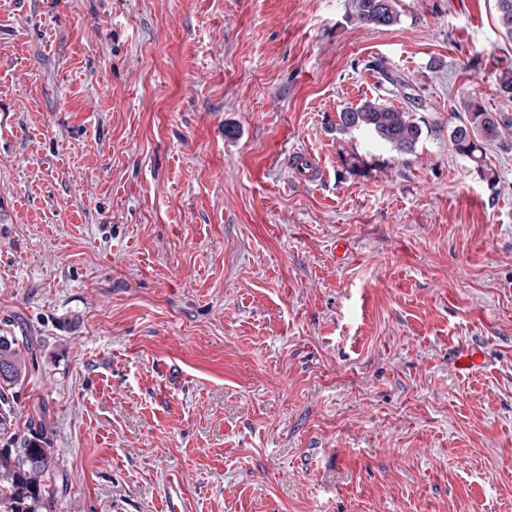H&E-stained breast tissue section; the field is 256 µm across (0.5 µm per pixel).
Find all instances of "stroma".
Instances as JSON below:
<instances>
[{
    "label": "stroma",
    "instance_id": "35a3bbf8",
    "mask_svg": "<svg viewBox=\"0 0 512 512\" xmlns=\"http://www.w3.org/2000/svg\"><path fill=\"white\" fill-rule=\"evenodd\" d=\"M397 9L0 0V336L47 512H512V149L448 138L512 114V41L496 0ZM380 65L413 154L331 128L404 106ZM354 19L364 25L387 27L397 23V0H351ZM382 80L392 89L401 90L407 106L397 108L379 99H366L356 107L338 112L336 132L366 130L400 155L411 154L422 138L423 128L414 112L423 110L425 100L402 76L381 68ZM410 91V92H409ZM459 107L450 109L457 120L448 134L451 146L457 154L481 166L485 158L482 144L496 142L505 130H512V116L488 111L479 98L464 101Z\"/></svg>",
    "mask_w": 512,
    "mask_h": 512
}]
</instances>
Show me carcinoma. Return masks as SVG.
<instances>
[{
    "instance_id": "obj_1",
    "label": "carcinoma",
    "mask_w": 512,
    "mask_h": 512,
    "mask_svg": "<svg viewBox=\"0 0 512 512\" xmlns=\"http://www.w3.org/2000/svg\"><path fill=\"white\" fill-rule=\"evenodd\" d=\"M496 9L503 34L512 39V0H496ZM351 10L354 19L364 25L387 27L399 18L397 0H351ZM381 75L385 83L402 91L407 106L397 108L378 99H367L338 113L336 131L366 130L398 154H411L423 135L414 112L423 110L425 100L404 77L385 68ZM450 112L455 118L449 131L452 148L478 165L485 156L483 144L496 142L505 131L512 130L511 115L487 110L478 98H471ZM25 370L14 337L0 336V435L6 440L5 447L0 448V512H46L52 497L46 484L53 458L48 438L35 432L21 440V447H12L17 436L12 432L13 409L8 391L22 383Z\"/></svg>"
}]
</instances>
